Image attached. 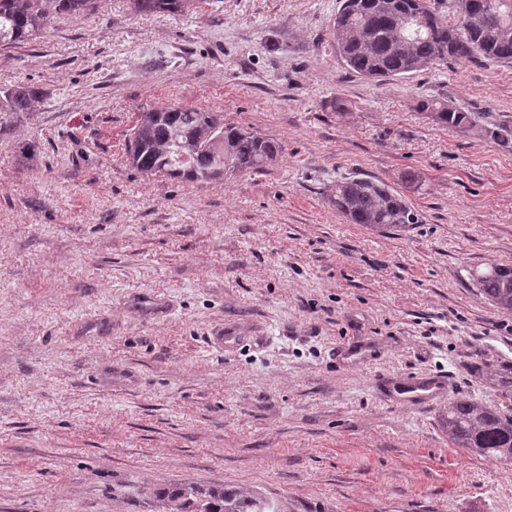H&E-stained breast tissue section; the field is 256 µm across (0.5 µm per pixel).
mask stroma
<instances>
[{"label": "stroma", "mask_w": 512, "mask_h": 512, "mask_svg": "<svg viewBox=\"0 0 512 512\" xmlns=\"http://www.w3.org/2000/svg\"><path fill=\"white\" fill-rule=\"evenodd\" d=\"M339 7L96 0L0 48V92L41 94L0 112V512H169L170 483L276 512H512V466L441 423L454 398L512 414V312L473 280L512 265V147L417 109L512 120V66L362 78ZM157 104L283 151L219 181L142 174L127 144ZM351 176L418 223H349L326 194ZM220 323L243 337L221 353ZM414 376L447 377L444 398L394 392ZM134 10L137 12L185 11L194 0H133ZM3 93L0 112H29L40 91L34 85L22 83Z\"/></svg>", "instance_id": "35a3bbf8"}]
</instances>
